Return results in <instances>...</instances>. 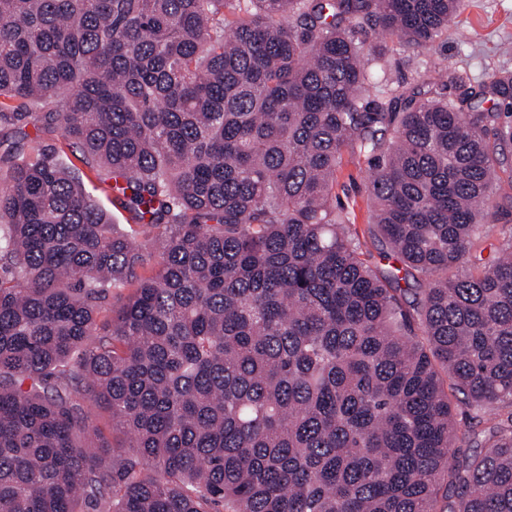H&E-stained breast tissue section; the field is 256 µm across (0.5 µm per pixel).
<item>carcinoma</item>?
Wrapping results in <instances>:
<instances>
[{
    "label": "carcinoma",
    "instance_id": "obj_1",
    "mask_svg": "<svg viewBox=\"0 0 512 512\" xmlns=\"http://www.w3.org/2000/svg\"><path fill=\"white\" fill-rule=\"evenodd\" d=\"M461 4L0 0V512H512V234L470 258L512 77L384 101L365 60ZM46 142L64 151L76 167L79 168L80 175L87 190L90 191L104 207L112 212V222L114 224H132L128 223L130 222L128 221L129 214L117 202H112V193L105 190V186L99 183L94 171L84 166L72 155V149L67 146L66 142L54 136L46 137ZM368 174L369 168L364 158L345 156L337 177V202L348 213L366 258L374 266L385 267L388 262L383 259L382 252L386 250V244L381 237L368 231L371 205L367 192Z\"/></svg>",
    "mask_w": 512,
    "mask_h": 512
}]
</instances>
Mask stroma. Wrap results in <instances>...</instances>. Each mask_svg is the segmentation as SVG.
Here are the masks:
<instances>
[{"label": "stroma", "instance_id": "1", "mask_svg": "<svg viewBox=\"0 0 512 512\" xmlns=\"http://www.w3.org/2000/svg\"><path fill=\"white\" fill-rule=\"evenodd\" d=\"M506 44L512 45V0H463L450 30L437 38L428 51L422 53L394 43L384 61L369 62L368 67L385 92L411 86L418 72L426 69L442 76L457 74L459 80L449 84L447 94L460 101L477 87L485 73L512 72V53L502 51ZM368 174L365 159L345 157L338 172L336 196L348 213L368 260L382 267L386 264L382 257L386 244L368 231Z\"/></svg>", "mask_w": 512, "mask_h": 512}]
</instances>
